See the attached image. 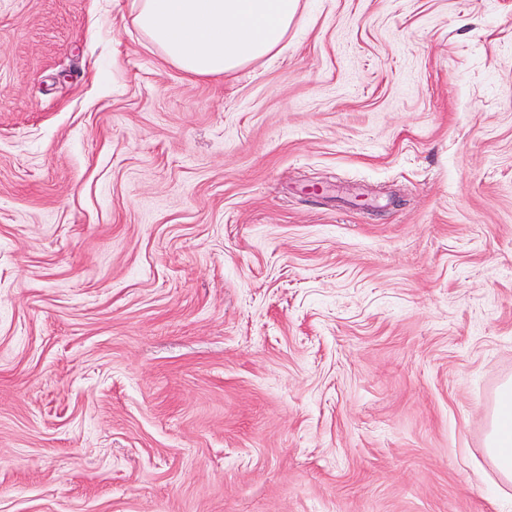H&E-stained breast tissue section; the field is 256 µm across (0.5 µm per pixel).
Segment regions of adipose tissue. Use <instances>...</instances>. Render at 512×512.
Returning <instances> with one entry per match:
<instances>
[{"instance_id":"1","label":"adipose tissue","mask_w":512,"mask_h":512,"mask_svg":"<svg viewBox=\"0 0 512 512\" xmlns=\"http://www.w3.org/2000/svg\"><path fill=\"white\" fill-rule=\"evenodd\" d=\"M297 12V0H139L136 25L166 60L192 77L236 72L272 53ZM488 453L512 477V385L500 392Z\"/></svg>"}]
</instances>
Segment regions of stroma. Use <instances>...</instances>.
Segmentation results:
<instances>
[{
  "mask_svg": "<svg viewBox=\"0 0 512 512\" xmlns=\"http://www.w3.org/2000/svg\"><path fill=\"white\" fill-rule=\"evenodd\" d=\"M138 3L0 0V512H512V0ZM296 12L297 0H140L134 22L185 74L216 77L272 53ZM487 450L498 471L507 479L512 477V385L500 392L495 409Z\"/></svg>",
  "mask_w": 512,
  "mask_h": 512,
  "instance_id": "obj_1",
  "label": "stroma"
}]
</instances>
